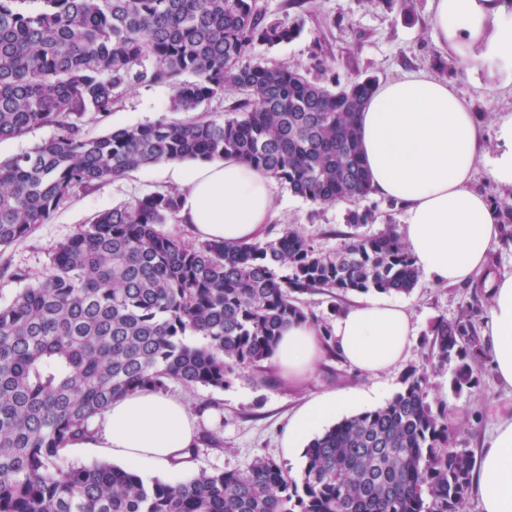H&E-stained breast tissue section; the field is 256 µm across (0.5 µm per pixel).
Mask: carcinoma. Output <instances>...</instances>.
Masks as SVG:
<instances>
[{
	"label": "carcinoma",
	"instance_id": "carcinoma-1",
	"mask_svg": "<svg viewBox=\"0 0 512 512\" xmlns=\"http://www.w3.org/2000/svg\"><path fill=\"white\" fill-rule=\"evenodd\" d=\"M301 31L256 0H0V141L56 134L0 159V249L30 236L74 195L169 161L236 157L318 204L371 193L358 115L374 89L331 90L249 50ZM189 73L193 80H183ZM168 84L172 110L242 91L221 118L126 125L91 137L134 84ZM180 191L158 190L97 214L53 254L51 269L0 305V512H465L474 456L449 447V390L478 386L482 308L440 320L420 367L371 411L305 451L301 481L273 458L147 484L108 462H67L95 418L138 390L222 389L262 372L282 328L309 316L291 293H408L418 268L392 228L345 235L325 252L288 226L264 242L185 241Z\"/></svg>",
	"mask_w": 512,
	"mask_h": 512
}]
</instances>
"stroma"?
<instances>
[{
  "instance_id": "obj_1",
  "label": "stroma",
  "mask_w": 512,
  "mask_h": 512,
  "mask_svg": "<svg viewBox=\"0 0 512 512\" xmlns=\"http://www.w3.org/2000/svg\"><path fill=\"white\" fill-rule=\"evenodd\" d=\"M258 3L271 17L301 24L302 32L296 39L275 46L255 43L250 49L253 58L307 69L310 77L329 86L358 75L372 76L383 83L426 73L448 82L467 100L490 138L495 135L499 116L512 113L511 83L465 71L452 53L438 44L431 26L433 0H302L298 8L288 7L287 0ZM171 97L172 89L166 84L134 86L109 121L88 126L87 131L96 136L114 126L154 121L169 114ZM171 184L159 164L132 171L121 180L100 184L92 193L72 198L30 237L0 250V304L8 303L20 288L12 277L16 269H26L34 276L44 274L53 248L80 225L90 223L101 211ZM274 202L275 215L261 233V240L276 237L290 224L326 251L339 247L344 234L352 230L346 222L350 209L368 210L374 215V223L354 229L362 236L375 235L387 224L401 228L404 220L401 206L372 194L353 204L321 205L278 186ZM504 273L512 274V238L505 235L492 245L485 272L477 274L472 283L446 287L420 275L410 293L396 297L397 303L406 306L416 335L406 357L389 371L376 375L360 372L336 349L329 348L314 373L298 385L282 381L273 367L260 375H241L222 389L189 390L171 384L170 393L181 395L195 412L199 430L217 432L223 441L219 451L200 448L191 470L243 471L255 458L266 456L281 462L291 479H299L304 456L287 460L281 448L282 435L296 410L326 390L360 393L359 409L363 412L383 406L400 390L406 371L421 364L432 324L439 319L455 321L471 304L488 307L485 281L488 276ZM294 299L312 320L330 328L338 311L348 309L358 297L350 294L336 301L329 293L316 290L295 294ZM449 378L445 372L432 377L431 384L436 395L446 397L449 417L459 428L456 447L476 451L494 436L501 417L512 413V388L498 380L487 355L479 365L477 389L458 395L446 393Z\"/></svg>"
}]
</instances>
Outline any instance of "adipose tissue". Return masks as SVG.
Instances as JSON below:
<instances>
[{"instance_id": "obj_1", "label": "adipose tissue", "mask_w": 512, "mask_h": 512, "mask_svg": "<svg viewBox=\"0 0 512 512\" xmlns=\"http://www.w3.org/2000/svg\"><path fill=\"white\" fill-rule=\"evenodd\" d=\"M431 24L462 68L512 77V0H434ZM358 125L372 191L403 207V238L417 268L440 284L472 282L500 233L494 205L472 186L475 164L483 162L491 180L512 189V113L500 117L497 149L487 152L467 103L447 82L417 73L377 86ZM167 171L181 187L179 217L200 238L250 242L273 216V179L242 160L171 163ZM486 289L490 307L482 336L498 379L512 386V274L490 277ZM414 334L405 306L384 297L346 310L333 328L338 353L368 374L400 363ZM322 336L311 321L283 329L273 362L286 382L313 372ZM353 402L345 392L313 397L283 438L285 454H297L310 433ZM95 427L90 447L147 475L172 473L174 460L197 436L180 396L150 390L113 402ZM473 491L482 512H512V417L500 420L478 455Z\"/></svg>"}]
</instances>
